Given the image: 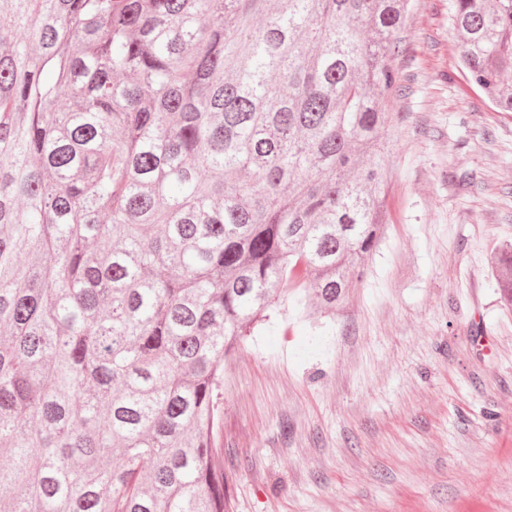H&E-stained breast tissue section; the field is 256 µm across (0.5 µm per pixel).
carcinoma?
Returning a JSON list of instances; mask_svg holds the SVG:
<instances>
[{
    "label": "carcinoma",
    "instance_id": "1",
    "mask_svg": "<svg viewBox=\"0 0 512 512\" xmlns=\"http://www.w3.org/2000/svg\"><path fill=\"white\" fill-rule=\"evenodd\" d=\"M406 8L0 0V512H228L224 360L377 247ZM451 21L512 112V0Z\"/></svg>",
    "mask_w": 512,
    "mask_h": 512
}]
</instances>
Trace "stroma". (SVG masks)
<instances>
[{
  "instance_id": "stroma-1",
  "label": "stroma",
  "mask_w": 512,
  "mask_h": 512,
  "mask_svg": "<svg viewBox=\"0 0 512 512\" xmlns=\"http://www.w3.org/2000/svg\"><path fill=\"white\" fill-rule=\"evenodd\" d=\"M453 0H409L380 244L333 314L224 362L230 512H512V112L468 82ZM494 263L497 267V276L501 284V291L512 303V245L499 251Z\"/></svg>"
}]
</instances>
